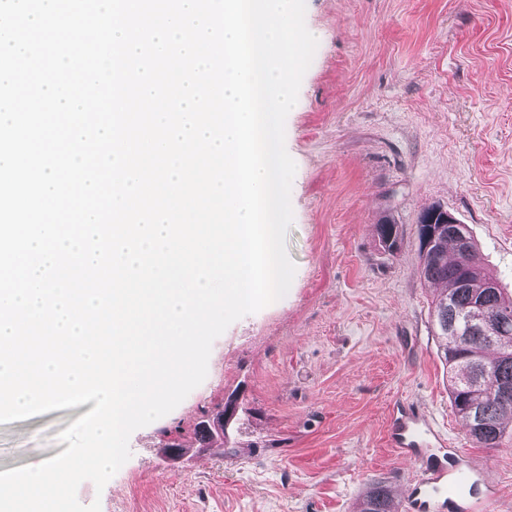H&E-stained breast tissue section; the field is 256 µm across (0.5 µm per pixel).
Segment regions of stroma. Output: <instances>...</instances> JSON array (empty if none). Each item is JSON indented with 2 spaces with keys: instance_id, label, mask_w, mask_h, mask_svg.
Returning <instances> with one entry per match:
<instances>
[{
  "instance_id": "stroma-1",
  "label": "stroma",
  "mask_w": 512,
  "mask_h": 512,
  "mask_svg": "<svg viewBox=\"0 0 512 512\" xmlns=\"http://www.w3.org/2000/svg\"><path fill=\"white\" fill-rule=\"evenodd\" d=\"M305 23L320 36L285 123L290 289L232 323L203 383L77 497L101 512H355L372 481L414 479L387 442L413 403L496 486L489 512H512V429L478 447L451 407L416 233L424 208L448 209L512 295V0H306ZM229 400L223 443L201 447L197 424ZM92 408L0 424V472L63 452L57 434Z\"/></svg>"
}]
</instances>
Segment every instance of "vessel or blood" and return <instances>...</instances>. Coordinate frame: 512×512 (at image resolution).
I'll use <instances>...</instances> for the list:
<instances>
[{
  "mask_svg": "<svg viewBox=\"0 0 512 512\" xmlns=\"http://www.w3.org/2000/svg\"><path fill=\"white\" fill-rule=\"evenodd\" d=\"M389 441L418 468L415 483L401 496V512H488L491 497L475 493L481 479L478 466L461 453L448 459L435 453L443 438L419 406L404 407L392 416Z\"/></svg>",
  "mask_w": 512,
  "mask_h": 512,
  "instance_id": "b4317fda",
  "label": "vessel or blood"
}]
</instances>
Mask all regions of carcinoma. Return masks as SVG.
I'll list each match as a JSON object with an SVG mask.
<instances>
[{
    "mask_svg": "<svg viewBox=\"0 0 512 512\" xmlns=\"http://www.w3.org/2000/svg\"><path fill=\"white\" fill-rule=\"evenodd\" d=\"M380 242L397 249L399 227L378 225ZM461 252L456 231L446 224L429 227L419 242L420 278L445 288L432 300L435 336L448 363V395L468 436L481 448H497L512 426V298L484 273L478 247ZM455 260L448 262V245ZM201 445L218 435L215 421L196 427ZM356 512H395L386 483L375 480L360 497Z\"/></svg>",
    "mask_w": 512,
    "mask_h": 512,
    "instance_id": "cac0c4a2",
    "label": "carcinoma"
}]
</instances>
